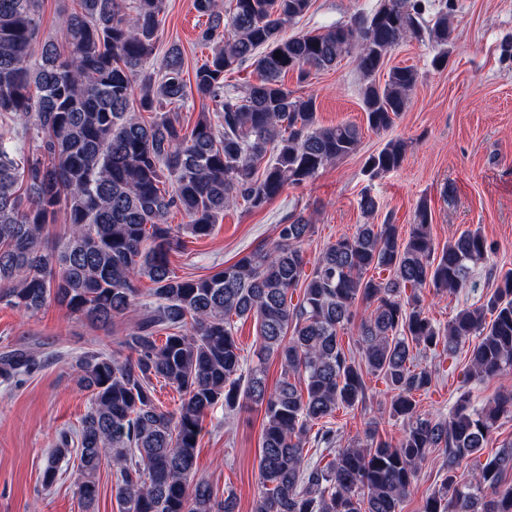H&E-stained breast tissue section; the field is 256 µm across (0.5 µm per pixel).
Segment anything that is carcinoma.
Masks as SVG:
<instances>
[{
  "label": "carcinoma",
  "instance_id": "carcinoma-1",
  "mask_svg": "<svg viewBox=\"0 0 512 512\" xmlns=\"http://www.w3.org/2000/svg\"><path fill=\"white\" fill-rule=\"evenodd\" d=\"M75 2L61 41H43L35 59L41 0H0V113L40 150L25 159L15 139L0 137V301L29 312L53 301L107 327L137 305L138 281L153 284L146 314L123 340L125 359L87 352L76 360L77 384L91 395L76 432L86 507L99 497L97 475L108 459L120 512H234L194 472L201 418L222 401L228 412L264 410L253 512H401L431 450L441 452L448 477L421 512H512V442L457 474L512 414V389L480 406L463 392L446 417L421 416L415 399L433 382L418 355H452L472 338L469 377L512 374V269L498 272L483 303L459 309L443 327L422 305L423 289L457 292L472 265L494 251L480 230L466 229L437 250L422 200L408 235L396 224H360L328 244L308 275L302 244L311 225L300 214L278 225L273 243L211 275L179 277L169 260L181 233L209 235L238 199L261 209L286 186L357 150L361 128L319 125L315 98L288 90L286 73L303 81L310 70L355 55L367 125L387 130L406 110L419 73L394 67L383 84L376 74L392 47L425 33L438 47L432 66L445 67L450 5L440 3L426 28L422 0H379L347 24L285 38L283 27L311 0H233L227 17L221 0H194L208 18L200 40L219 45L195 70L194 87L223 123L203 115L185 129L166 110L188 98L182 53L173 48L158 72L145 71L164 0H132L129 12L126 0ZM247 62L258 82L241 93L224 89V74ZM405 151L404 141L389 140L367 158L366 172L399 168ZM173 210L188 223H166ZM61 211L68 229L51 240L49 225ZM298 288L302 298L294 303L289 293ZM235 316L254 318L259 329L258 362L247 370ZM348 329L351 348L342 344ZM272 356L282 367L273 388L265 376ZM37 367L27 349L4 351L0 384ZM366 372L383 378L393 393L391 414L406 426L395 445L371 432L364 444L338 448L330 419L365 403ZM154 379L183 393L177 411L156 404ZM69 438L61 434L47 461V488L70 452ZM312 442L333 458L307 462Z\"/></svg>",
  "mask_w": 512,
  "mask_h": 512
}]
</instances>
